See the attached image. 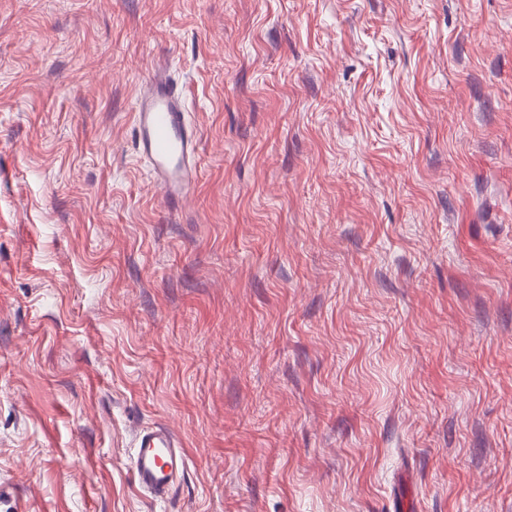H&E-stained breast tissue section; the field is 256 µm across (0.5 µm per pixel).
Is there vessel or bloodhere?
Listing matches in <instances>:
<instances>
[{"label":"vessel or blood","instance_id":"obj_1","mask_svg":"<svg viewBox=\"0 0 512 512\" xmlns=\"http://www.w3.org/2000/svg\"><path fill=\"white\" fill-rule=\"evenodd\" d=\"M183 93L164 67L143 81L134 108L138 154L150 165L154 186L173 213L188 211L197 181L198 130L185 117ZM187 456L165 429L144 431L138 439L133 476L138 486L166 495L184 475Z\"/></svg>","mask_w":512,"mask_h":512}]
</instances>
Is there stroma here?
<instances>
[{"label": "stroma", "instance_id": "obj_1", "mask_svg": "<svg viewBox=\"0 0 512 512\" xmlns=\"http://www.w3.org/2000/svg\"><path fill=\"white\" fill-rule=\"evenodd\" d=\"M0 512H512V0H0ZM133 112L136 149L150 165L154 186L174 214L188 211L200 135L187 122L182 90L164 67L143 81ZM188 464L183 448L163 428L139 435L133 463V476L138 486L155 496L166 495L184 475Z\"/></svg>", "mask_w": 512, "mask_h": 512}]
</instances>
